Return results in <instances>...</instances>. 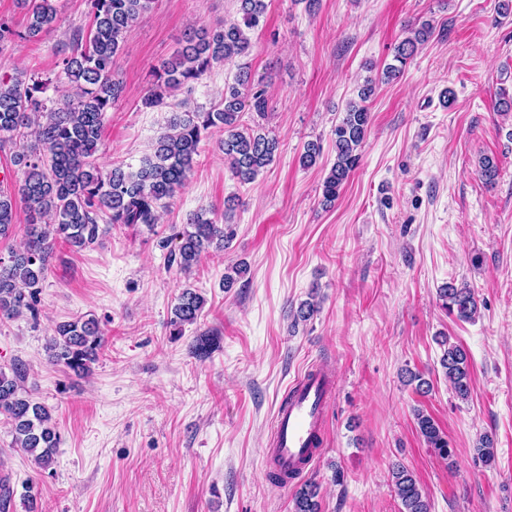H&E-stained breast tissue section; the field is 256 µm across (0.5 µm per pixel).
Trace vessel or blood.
I'll use <instances>...</instances> for the list:
<instances>
[{
	"label": "vessel or blood",
	"mask_w": 512,
	"mask_h": 512,
	"mask_svg": "<svg viewBox=\"0 0 512 512\" xmlns=\"http://www.w3.org/2000/svg\"><path fill=\"white\" fill-rule=\"evenodd\" d=\"M332 396L333 382L324 372L295 379L276 410L264 462L283 471L299 467L311 454L315 437L324 433L325 408Z\"/></svg>",
	"instance_id": "b4317fda"
}]
</instances>
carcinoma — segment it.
<instances>
[{"label": "carcinoma", "instance_id": "cac0c4a2", "mask_svg": "<svg viewBox=\"0 0 512 512\" xmlns=\"http://www.w3.org/2000/svg\"><path fill=\"white\" fill-rule=\"evenodd\" d=\"M27 11V24L19 30L0 17V52L18 39L38 40L57 27L56 0H18ZM89 5L88 32L73 38L62 58L61 75L68 92L60 101L47 96L49 81L17 70L0 74V151L12 149L14 165L22 171L17 190L0 188V239L15 229L18 208L27 215V241L23 247L0 256V318L29 312L37 315L40 289L49 271L55 245L83 250L95 244L102 224L138 226L152 231L165 208L188 181L200 144L212 128L224 130L219 149L234 177L253 182L275 159L276 137L253 129H242L240 114L249 109L265 117V90L249 86L248 72L239 68L234 82L224 86V97L208 112H175L169 131L156 141L152 152L130 170L123 165L101 162V129L106 112L124 93L117 74V58L128 31L151 9L154 0H86ZM241 20L216 28L192 27L182 47L153 69V82L143 105L166 104L175 90L192 91L193 85L217 65L247 55L252 48L251 32L259 27L269 0H237ZM434 26L422 22L394 50V63L387 65L383 79L400 76L407 60L432 36ZM371 78L358 91L359 101L349 104L334 134L335 160L322 183V203H334L359 162V150L372 122L366 102L373 95ZM234 199L224 202V214L199 210L189 214L175 234L177 248L167 256L169 264L189 273L201 257L224 250L232 237L230 227ZM439 300L449 314L470 322L478 314L474 289L448 282L439 288ZM205 299L195 289H182L172 309L171 335H182V327L201 317ZM440 366L456 396L470 395V366L466 351L442 340ZM105 346L100 321L78 315L56 324L45 345L54 365L72 375L91 374ZM25 370L19 364L11 372L0 368V417L11 426L13 446L47 470L60 444L57 423L48 408L33 401L24 387ZM416 425L427 447L442 459L453 457L448 437L433 417L417 409ZM477 459L489 465L495 458L494 440L485 435L476 448ZM395 492L403 512H431V503L413 475L403 466L391 470ZM318 490L302 484L294 493L292 512H320Z\"/></svg>", "mask_w": 512, "mask_h": 512}]
</instances>
